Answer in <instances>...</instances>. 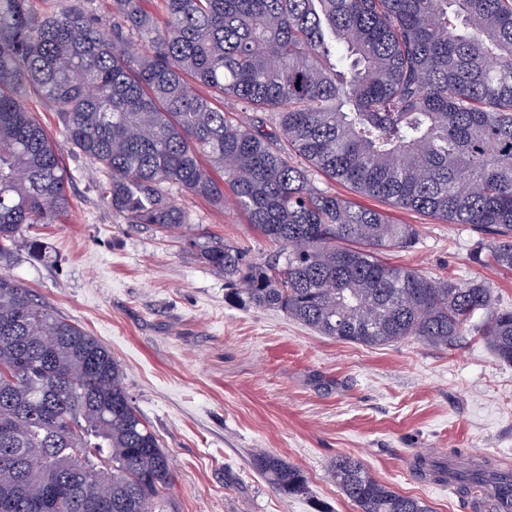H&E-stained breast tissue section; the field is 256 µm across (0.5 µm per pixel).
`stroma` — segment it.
Wrapping results in <instances>:
<instances>
[{"label": "stroma", "instance_id": "35a3bbf8", "mask_svg": "<svg viewBox=\"0 0 512 512\" xmlns=\"http://www.w3.org/2000/svg\"><path fill=\"white\" fill-rule=\"evenodd\" d=\"M26 105L61 148L70 209L39 227L48 257L18 252L9 272L121 366L126 392L170 459L163 512H359L328 475L340 455L433 512H476L415 462L444 463L459 449L512 468V364L477 335L452 351L412 338L367 347L225 301L223 274L198 260L187 237H224L257 262L276 246L231 205L190 195L173 197L189 217L179 230L117 223L97 191L100 172L68 143L55 112L33 98ZM334 190L417 225L416 245L387 253L388 262L436 279H483L495 308L512 309V273L478 259L487 236ZM257 449L299 468L308 495L272 488L253 466Z\"/></svg>", "mask_w": 512, "mask_h": 512}]
</instances>
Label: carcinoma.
<instances>
[{
	"label": "carcinoma",
	"mask_w": 512,
	"mask_h": 512,
	"mask_svg": "<svg viewBox=\"0 0 512 512\" xmlns=\"http://www.w3.org/2000/svg\"><path fill=\"white\" fill-rule=\"evenodd\" d=\"M150 2L110 0L109 22L66 0L44 16L0 0V264L18 246L42 260L47 243L28 229L70 206L57 146L24 107L35 98L103 174L117 223L178 229L180 192L232 204L279 246L262 263L222 237L190 240L227 300L369 346L451 351L478 334L512 363V310L493 309L485 282L388 262L417 243L416 225L315 182L468 224L512 271V0H161L159 15ZM253 464L280 493L308 494L281 458ZM454 470L490 508L512 499L511 478L490 483L491 461ZM330 475L359 512H432L352 456ZM170 479L111 353L1 271L0 512H43L66 482L79 502L53 512H162Z\"/></svg>",
	"instance_id": "1"
}]
</instances>
